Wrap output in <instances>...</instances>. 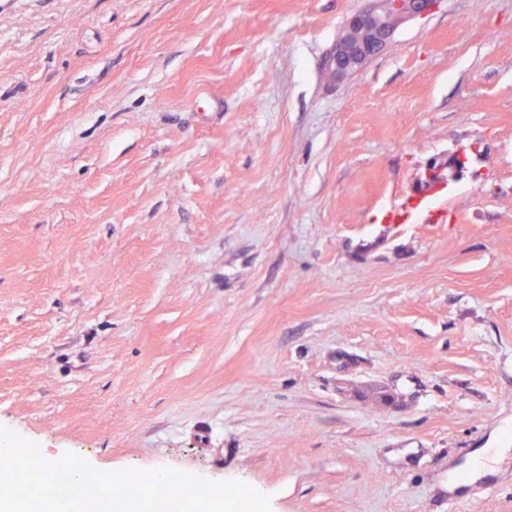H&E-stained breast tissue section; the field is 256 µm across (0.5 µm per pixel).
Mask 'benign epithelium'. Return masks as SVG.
I'll list each match as a JSON object with an SVG mask.
<instances>
[{"instance_id": "7a95c632", "label": "benign epithelium", "mask_w": 512, "mask_h": 512, "mask_svg": "<svg viewBox=\"0 0 512 512\" xmlns=\"http://www.w3.org/2000/svg\"><path fill=\"white\" fill-rule=\"evenodd\" d=\"M442 0H361L348 17L327 66L344 78L361 71L379 55L404 23L439 9Z\"/></svg>"}]
</instances>
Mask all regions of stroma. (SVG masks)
<instances>
[{"label":"stroma","mask_w":512,"mask_h":512,"mask_svg":"<svg viewBox=\"0 0 512 512\" xmlns=\"http://www.w3.org/2000/svg\"><path fill=\"white\" fill-rule=\"evenodd\" d=\"M356 5L0 0V427L271 512H448L512 429V0L336 80ZM487 481L462 512H512ZM431 200L428 197L408 195L399 205L390 209L386 214V221L392 224L414 223L417 215L425 210ZM508 452L509 448L507 445L503 446L502 448H481L477 451L476 458L472 463L474 473L478 477L493 473L494 469L492 467H487V463H497L503 461L508 455Z\"/></svg>","instance_id":"obj_1"}]
</instances>
